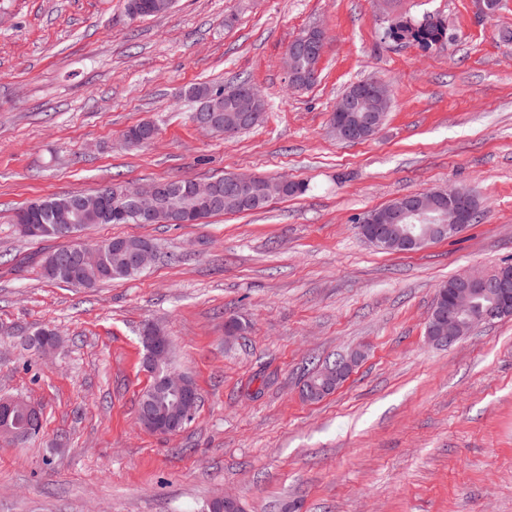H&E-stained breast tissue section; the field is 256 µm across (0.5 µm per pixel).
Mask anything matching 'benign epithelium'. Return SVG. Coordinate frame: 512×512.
<instances>
[{"label":"benign epithelium","instance_id":"obj_1","mask_svg":"<svg viewBox=\"0 0 512 512\" xmlns=\"http://www.w3.org/2000/svg\"><path fill=\"white\" fill-rule=\"evenodd\" d=\"M324 32L318 28L299 36L297 42L290 46L285 55L286 69L296 84L304 87L318 76L314 69L304 74L297 72L296 59L300 50L312 54H321L324 50ZM236 112L240 113L241 121L247 122L258 117L263 111L261 95L254 92H243L232 98ZM380 123L376 114L370 110L359 116L350 106H343L332 124L336 137L364 141L373 137L379 130ZM224 203L240 205L256 197L269 198L283 193L284 185L280 180L261 179L254 175H225ZM167 194L166 185L152 182L142 186H133L128 192L130 209L119 214L124 218L134 217L140 224L154 222L159 200ZM219 195V188L212 182H194L193 191L188 196L189 204L171 211V223L194 224L200 221V214L211 206ZM471 196L468 190L460 187L438 190L429 198L406 200L390 205L387 209L373 212L361 221L358 228L362 237L370 244L385 250L414 252L426 248L429 244L459 234L465 228L470 208ZM94 207L96 213H107L104 200L91 193L82 192L73 201L75 214ZM74 262L81 265H94L101 257V250L96 247L77 244L73 246ZM155 260V249L151 245L128 254V263L136 268L149 267ZM512 288V271L505 267H497L489 272H466L461 274V281L453 287L448 302V310L438 317H430L428 341L452 347L468 336L480 323L497 317L512 315V307L508 306L507 290ZM492 290L497 295L496 302L484 309H476L473 299L484 291ZM143 339L152 347L151 364L166 361L169 349L155 326L145 331ZM361 354L354 352L345 361L344 367L336 371V375L327 377L333 387H339L351 374ZM189 378L183 373L169 372L165 377V390L176 395L178 412L183 416L193 413L195 403L189 392ZM22 410L31 417L40 416L37 407L20 397L0 400V438L14 443L23 441L22 435L12 425L11 416Z\"/></svg>","mask_w":512,"mask_h":512}]
</instances>
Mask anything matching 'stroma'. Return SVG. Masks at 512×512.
Instances as JSON below:
<instances>
[{
    "mask_svg": "<svg viewBox=\"0 0 512 512\" xmlns=\"http://www.w3.org/2000/svg\"><path fill=\"white\" fill-rule=\"evenodd\" d=\"M431 15L430 49L385 38ZM326 35L319 78L292 88L290 43ZM512 0L486 20L473 0H177L131 19L124 0H0V395L43 412L39 435L0 442V512H512V317L452 347L426 323L439 286L512 262ZM250 78L262 121L200 131L183 91ZM377 77L391 107L376 135L336 139L337 100ZM153 121L158 140L128 147ZM283 177L304 194L205 224H98L83 241L142 236L158 248L132 279H47L56 238L20 236L27 203L108 184ZM472 190L481 218L412 253L378 249L357 220L394 199ZM247 330L226 340L224 323ZM158 325L201 402L179 433L142 427L151 383L140 334ZM54 330L53 356L25 350ZM360 351L322 400V362ZM425 17L421 19L393 18L385 30V36L396 42H413L425 49L446 40L448 38V27L445 22L430 16L435 19V22L423 24Z\"/></svg>",
    "mask_w": 512,
    "mask_h": 512,
    "instance_id": "1",
    "label": "stroma"
}]
</instances>
